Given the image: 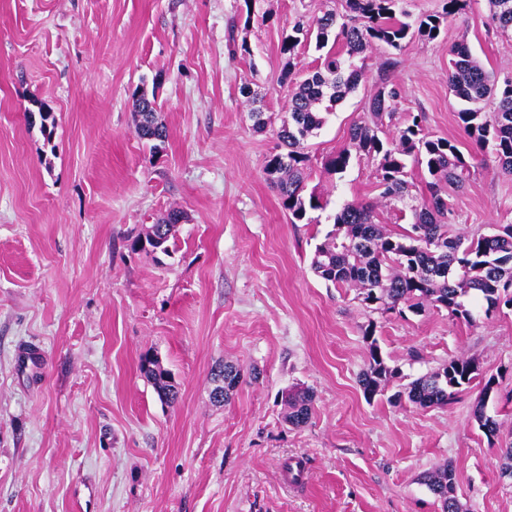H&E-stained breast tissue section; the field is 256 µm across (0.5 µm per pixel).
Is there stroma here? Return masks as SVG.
Instances as JSON below:
<instances>
[{
	"mask_svg": "<svg viewBox=\"0 0 512 512\" xmlns=\"http://www.w3.org/2000/svg\"><path fill=\"white\" fill-rule=\"evenodd\" d=\"M328 10L343 0H0V512H441L422 477L445 463L464 512H512V482L473 418L481 383L445 406L394 398L473 357L497 382L487 414L512 433V310L474 305L470 325L444 310L380 313L310 269L331 214L379 199L371 160L341 174L323 162L364 118L380 51L305 144L326 217L290 223L264 178L288 114L282 75L318 57L306 43L283 55L281 40L298 16ZM461 41L512 76V39L488 0H472L436 40L409 43L390 79L404 90L394 125L424 113L470 163L449 201L472 235L512 224V176L457 118L448 61ZM139 85L158 88L167 138L155 151L135 132ZM173 208L185 214L174 252L132 251ZM369 325L395 371L370 401ZM146 354L170 373L175 403L141 376ZM220 362L249 376L218 404ZM292 386L314 395L299 428L283 419ZM297 460L299 483L286 470Z\"/></svg>",
	"mask_w": 512,
	"mask_h": 512,
	"instance_id": "1",
	"label": "stroma"
}]
</instances>
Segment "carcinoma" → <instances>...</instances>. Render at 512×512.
<instances>
[{"instance_id":"cac0c4a2","label":"carcinoma","mask_w":512,"mask_h":512,"mask_svg":"<svg viewBox=\"0 0 512 512\" xmlns=\"http://www.w3.org/2000/svg\"><path fill=\"white\" fill-rule=\"evenodd\" d=\"M404 2L345 0L342 15L328 10L312 24L301 18L295 20L282 39V53L293 55L295 48L313 35L314 24L320 64L311 72L295 68L285 73L292 86L288 119L282 122L276 137L288 151L269 154L263 174L279 191L281 206L291 223H318L311 213L325 210L327 202L314 191L304 194L311 176L307 156L302 152L304 143L322 128L323 112L332 110L358 87L362 68L355 66L352 59L369 49H384L386 57L380 65L377 90L369 102V118L351 126L349 142L325 158L324 168L339 174L355 155L372 160L383 187L382 206L398 218L411 212V228L392 232L375 222L373 204L348 203L334 215L333 228L324 241L315 246L310 268L328 284L357 289L358 299L368 308L393 311L403 303L418 315L444 308L450 318L471 324L474 315L469 304L473 301H482L487 312L512 309V224H494L489 232L472 236L457 231L455 211L444 194L464 187L470 164L451 141L425 131L422 114H409L406 125L392 137L379 136L383 117L393 118L402 97L400 87L388 77L399 63L398 55L412 40L436 39L461 0H446L442 12L414 20ZM488 4L496 30L512 37V0H488ZM451 55L448 91L464 104L458 118L478 149L494 156L498 171L511 175L512 78L497 79L464 42L456 45ZM132 97L138 106L137 136L146 141H165L166 128L156 117V95L150 96L138 86ZM490 103L495 104L491 113L485 111ZM415 169L426 174L427 193L420 197L418 205L408 209L404 203L415 198V184L411 181ZM181 217V211L171 210L161 222L134 237L131 250L169 255ZM374 335L372 326L364 329L370 361L359 383L368 400L393 377ZM139 371L160 398L177 400L178 391L155 358L142 357ZM480 375L476 359L455 356L431 374L411 381L405 393L410 402L421 407L446 405ZM242 377L239 365L222 364L211 372L212 391L222 390L227 399ZM281 400L288 424H307L313 402L310 390L291 387L282 393ZM473 417L488 442L500 438V424L486 415L484 404L475 407ZM499 471L500 477L512 480V440L499 446ZM424 483L432 493L445 495L442 512H461L451 465L435 468L424 477Z\"/></svg>"}]
</instances>
